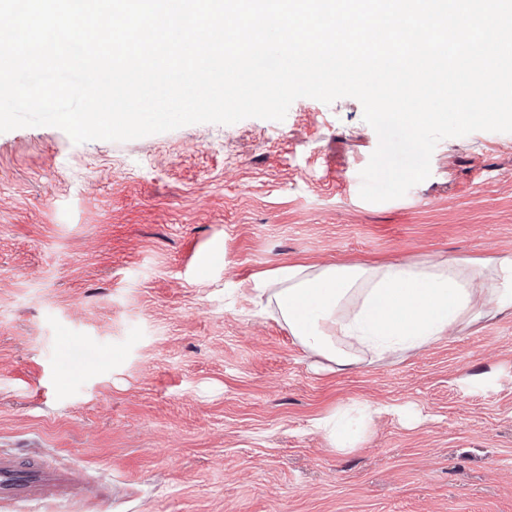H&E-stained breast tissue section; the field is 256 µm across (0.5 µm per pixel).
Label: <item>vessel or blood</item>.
I'll list each match as a JSON object with an SVG mask.
<instances>
[{"label":"vessel or blood","mask_w":512,"mask_h":512,"mask_svg":"<svg viewBox=\"0 0 512 512\" xmlns=\"http://www.w3.org/2000/svg\"><path fill=\"white\" fill-rule=\"evenodd\" d=\"M74 484L67 470L43 460L0 451V507L65 498Z\"/></svg>","instance_id":"1"}]
</instances>
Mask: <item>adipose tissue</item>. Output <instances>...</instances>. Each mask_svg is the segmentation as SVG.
I'll list each match as a JSON object with an SVG mask.
<instances>
[{
  "label": "adipose tissue",
  "mask_w": 512,
  "mask_h": 512,
  "mask_svg": "<svg viewBox=\"0 0 512 512\" xmlns=\"http://www.w3.org/2000/svg\"><path fill=\"white\" fill-rule=\"evenodd\" d=\"M290 334L336 371L427 349L451 331L512 310V257L380 265H288L255 281ZM376 410L314 422L331 448H355Z\"/></svg>",
  "instance_id": "1"
}]
</instances>
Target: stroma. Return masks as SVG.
Here are the masks:
<instances>
[{
    "label": "stroma",
    "instance_id": "1",
    "mask_svg": "<svg viewBox=\"0 0 512 512\" xmlns=\"http://www.w3.org/2000/svg\"><path fill=\"white\" fill-rule=\"evenodd\" d=\"M361 103L126 142L0 133V451L69 468L17 512H512V311L345 371L253 302L293 263L512 256V133L368 202ZM378 407L336 452L315 419Z\"/></svg>",
    "mask_w": 512,
    "mask_h": 512
}]
</instances>
